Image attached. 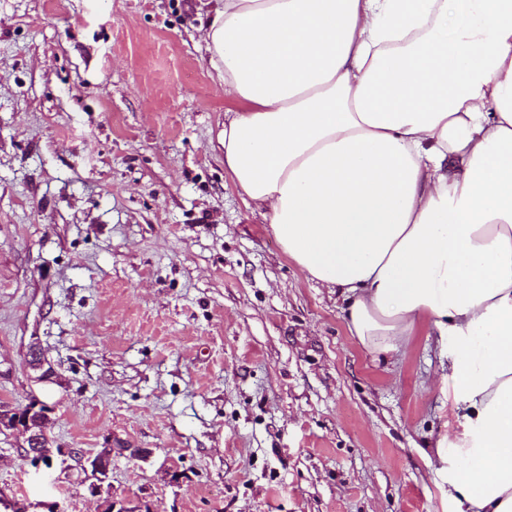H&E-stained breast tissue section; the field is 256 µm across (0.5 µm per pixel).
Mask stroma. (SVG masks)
<instances>
[{
    "label": "stroma",
    "mask_w": 512,
    "mask_h": 512,
    "mask_svg": "<svg viewBox=\"0 0 512 512\" xmlns=\"http://www.w3.org/2000/svg\"><path fill=\"white\" fill-rule=\"evenodd\" d=\"M205 0H0V401L51 408V467L0 490L99 512L77 453L120 437L149 512H451L449 374L420 328L374 358L224 169ZM39 344L58 373L35 382Z\"/></svg>",
    "instance_id": "stroma-1"
}]
</instances>
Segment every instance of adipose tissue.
<instances>
[{
	"label": "adipose tissue",
	"instance_id": "adipose-tissue-1",
	"mask_svg": "<svg viewBox=\"0 0 512 512\" xmlns=\"http://www.w3.org/2000/svg\"><path fill=\"white\" fill-rule=\"evenodd\" d=\"M224 167L379 356L448 344L455 512H512V0H217Z\"/></svg>",
	"mask_w": 512,
	"mask_h": 512
}]
</instances>
